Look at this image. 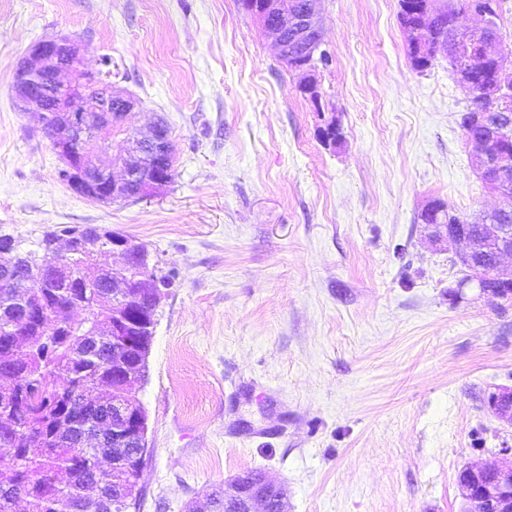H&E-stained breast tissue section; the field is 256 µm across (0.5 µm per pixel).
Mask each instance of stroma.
<instances>
[{"instance_id": "stroma-1", "label": "stroma", "mask_w": 512, "mask_h": 512, "mask_svg": "<svg viewBox=\"0 0 512 512\" xmlns=\"http://www.w3.org/2000/svg\"><path fill=\"white\" fill-rule=\"evenodd\" d=\"M319 99L239 0H0V234L104 225L173 276L144 381L142 497L185 512L239 473L281 485L288 512H464L460 470L512 428V302L465 291L456 243L420 220L502 207L459 121L470 95L444 52L416 68L399 0H320ZM112 60L136 106L99 158L164 120L172 181L138 201L70 189L14 76L37 41ZM335 122L337 142L319 130ZM490 408L495 417L512 426V388L503 387L489 397Z\"/></svg>"}]
</instances>
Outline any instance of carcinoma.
Listing matches in <instances>:
<instances>
[{
  "label": "carcinoma",
  "mask_w": 512,
  "mask_h": 512,
  "mask_svg": "<svg viewBox=\"0 0 512 512\" xmlns=\"http://www.w3.org/2000/svg\"><path fill=\"white\" fill-rule=\"evenodd\" d=\"M481 0H455L456 9L421 17L400 0L403 28L422 30L426 61L440 50L441 38L453 23ZM116 232L91 225L48 229L37 250L13 244L17 265L0 268V279L12 280L0 288V512H16L25 501L28 512H126L125 492L137 493L142 467L130 456L139 444L112 438L116 404L130 402L128 391L112 387L120 369L112 362V335L90 334L100 322L112 321V302L126 304L139 317L127 338L126 370L147 371L146 355L152 328L147 319L149 294L136 297L134 278L148 275L159 288L171 285V276L158 274L149 259L127 269L76 275L53 274L39 287L25 277L27 261L50 252L67 238L88 241L101 252L112 251ZM73 305L86 323L71 329L55 319L57 310Z\"/></svg>",
  "instance_id": "1"
}]
</instances>
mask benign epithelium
I'll return each mask as SVG.
<instances>
[{
    "instance_id": "obj_1",
    "label": "benign epithelium",
    "mask_w": 512,
    "mask_h": 512,
    "mask_svg": "<svg viewBox=\"0 0 512 512\" xmlns=\"http://www.w3.org/2000/svg\"><path fill=\"white\" fill-rule=\"evenodd\" d=\"M318 0H254L249 11L262 28L272 33L279 48V58L287 67L306 74L303 90L318 97L314 57L322 45V28L318 18ZM471 13L481 17L477 28L459 26L455 35L445 42L446 48L459 57V82L480 107L470 113V129L465 131L467 144L473 147L476 169L487 179L489 190L506 199L512 206V152L492 151L489 144L512 127V112L503 106V89L512 85V57L498 48L492 3ZM292 27L303 39L300 50L292 48L279 23ZM496 62L495 83L478 86L471 73L489 62ZM80 46L69 38H50L35 43L26 60L17 68L14 89L21 110L43 116L55 112L61 125L48 131L52 147L63 163L77 154L86 157L91 150L105 148L103 138L112 132V115L125 116L135 102L118 92L112 82L102 83L100 73L80 69ZM129 158L122 161V174L95 162L83 164L78 170L80 180L97 187L103 183L112 193L99 198L103 203L143 197L166 186L167 180L143 175L148 159L157 155L173 156L167 139H144L138 132L129 137ZM500 208L480 219V234L472 236L470 221L448 228L446 224H429L433 241H462L466 248L457 253V264L463 276L456 281L457 292L472 289L481 296L504 299L512 294V225L497 223ZM497 284L487 287L488 281ZM495 417L512 426V388L503 387L489 397ZM458 484L468 504L480 503L490 512H512V446L498 450V460L486 467L469 466L458 474ZM276 490L278 482L263 475L255 483L244 471L221 488L224 512H287L284 497L268 498L266 488Z\"/></svg>"
}]
</instances>
